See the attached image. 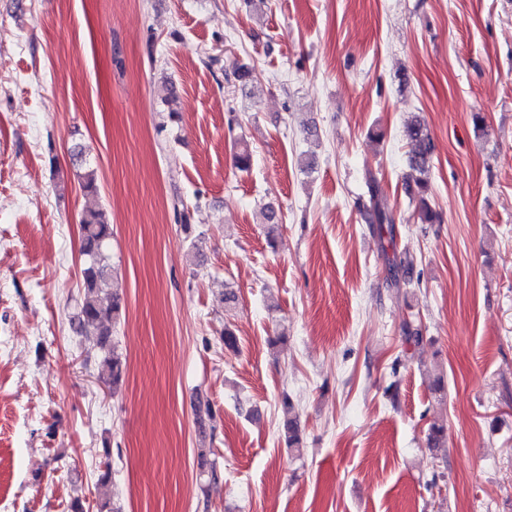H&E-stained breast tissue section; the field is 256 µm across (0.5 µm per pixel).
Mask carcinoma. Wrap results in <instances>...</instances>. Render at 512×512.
<instances>
[{
	"instance_id": "obj_1",
	"label": "carcinoma",
	"mask_w": 512,
	"mask_h": 512,
	"mask_svg": "<svg viewBox=\"0 0 512 512\" xmlns=\"http://www.w3.org/2000/svg\"><path fill=\"white\" fill-rule=\"evenodd\" d=\"M404 136L410 146L409 167L412 181L417 188V219L422 224H434L439 221L438 214L428 204L425 195L428 192L427 173L431 155V142L424 122L418 118L408 123ZM367 194L358 200L357 205L364 223L369 224L379 234L393 232L394 217L388 209L381 194L376 178L366 175ZM81 255L86 259L83 270L82 297L80 309L71 320L76 333H81L87 326H94L99 331L102 346H107L112 336V321L118 316L121 303L112 298L110 305L101 302V295L107 292L112 278V264L107 254V241L112 236V224L102 210H89L81 218ZM392 284L400 287L406 281L409 264L402 259L389 261ZM125 364L115 352H108L103 359L97 379L105 385L118 384L124 375ZM288 414L283 421L281 436L287 448L299 450L302 436L296 417L292 416L293 407L289 399H283Z\"/></svg>"
}]
</instances>
